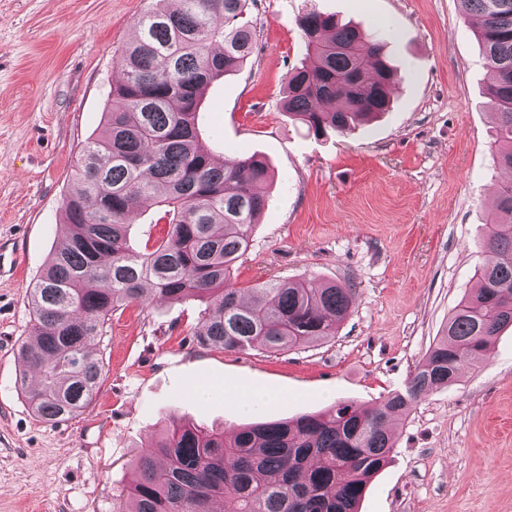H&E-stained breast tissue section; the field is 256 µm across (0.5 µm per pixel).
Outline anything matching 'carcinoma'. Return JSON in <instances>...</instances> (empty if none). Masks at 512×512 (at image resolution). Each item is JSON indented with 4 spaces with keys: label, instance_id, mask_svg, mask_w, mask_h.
Wrapping results in <instances>:
<instances>
[{
    "label": "carcinoma",
    "instance_id": "1",
    "mask_svg": "<svg viewBox=\"0 0 512 512\" xmlns=\"http://www.w3.org/2000/svg\"><path fill=\"white\" fill-rule=\"evenodd\" d=\"M135 21L99 133L82 150L62 208L63 238L30 287L34 340L22 346L17 385L55 423L94 401L102 365L89 342L112 313L148 301L204 304L197 345L282 351L325 341L350 313L354 289L306 280L262 282L249 298L232 280L266 205L268 166L217 160L196 116L206 89L242 69L256 43L248 0H154ZM477 20L496 119L494 160L512 173V0H463ZM307 58L287 82L288 116L319 135L343 133L390 109L395 78L384 45L315 10L299 21ZM168 224L150 248L130 245L147 201ZM479 285L416 365L405 392L374 407L338 401L319 413L263 420L220 434L180 427L138 455L125 512H359L389 460L391 418L482 364L512 327V181L496 190Z\"/></svg>",
    "mask_w": 512,
    "mask_h": 512
}]
</instances>
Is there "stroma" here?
Here are the masks:
<instances>
[{"label": "stroma", "instance_id": "stroma-1", "mask_svg": "<svg viewBox=\"0 0 512 512\" xmlns=\"http://www.w3.org/2000/svg\"><path fill=\"white\" fill-rule=\"evenodd\" d=\"M153 0H0V512H121L133 461L171 422L227 430L404 390L460 299L506 177L476 27L462 0H251L250 63L214 82L198 124L219 157L274 179L233 272L247 289L304 278L355 288L334 337L287 351L196 346L199 302L131 305L92 347L99 393L50 424L16 389L30 284L58 246L82 148L100 130L133 23ZM331 14L376 36L398 82L390 112L308 134L283 109L306 51L298 21ZM242 391L272 394L241 408ZM361 512H512V330L482 366L419 399Z\"/></svg>", "mask_w": 512, "mask_h": 512}]
</instances>
